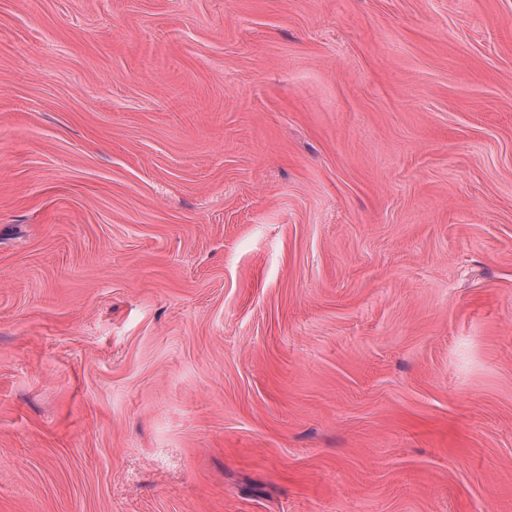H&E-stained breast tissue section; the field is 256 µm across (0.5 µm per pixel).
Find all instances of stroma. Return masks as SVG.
I'll use <instances>...</instances> for the list:
<instances>
[{"mask_svg": "<svg viewBox=\"0 0 512 512\" xmlns=\"http://www.w3.org/2000/svg\"><path fill=\"white\" fill-rule=\"evenodd\" d=\"M0 512H512V0H0Z\"/></svg>", "mask_w": 512, "mask_h": 512, "instance_id": "1", "label": "stroma"}]
</instances>
